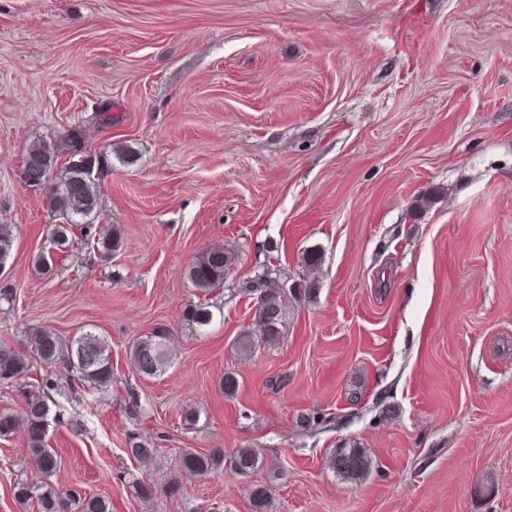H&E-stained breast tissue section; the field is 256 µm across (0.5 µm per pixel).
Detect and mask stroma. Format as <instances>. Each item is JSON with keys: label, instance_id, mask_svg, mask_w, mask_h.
Masks as SVG:
<instances>
[{"label": "stroma", "instance_id": "35a3bbf8", "mask_svg": "<svg viewBox=\"0 0 512 512\" xmlns=\"http://www.w3.org/2000/svg\"><path fill=\"white\" fill-rule=\"evenodd\" d=\"M75 128L123 246L41 275L56 218L18 171ZM0 224V340L112 346L111 386L54 395L55 487L112 512H254L258 484L268 512H512V0H0ZM216 244L239 261L198 330L185 269ZM267 266L284 337L245 356L241 288ZM159 329L171 365L138 376L130 346ZM346 444L372 459L356 482L328 465ZM26 446L0 438V512L38 477ZM185 448L259 467L195 476Z\"/></svg>", "mask_w": 512, "mask_h": 512}]
</instances>
